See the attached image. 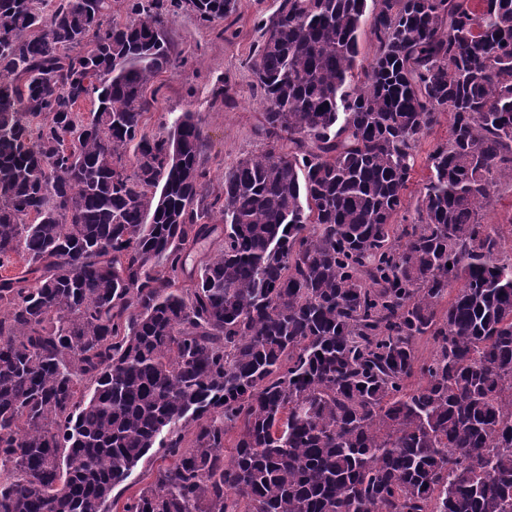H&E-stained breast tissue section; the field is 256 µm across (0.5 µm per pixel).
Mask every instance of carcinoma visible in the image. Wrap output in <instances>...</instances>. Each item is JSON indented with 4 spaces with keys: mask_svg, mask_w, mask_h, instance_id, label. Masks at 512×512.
Segmentation results:
<instances>
[{
    "mask_svg": "<svg viewBox=\"0 0 512 512\" xmlns=\"http://www.w3.org/2000/svg\"><path fill=\"white\" fill-rule=\"evenodd\" d=\"M277 3L215 192L146 91L236 0H0V512H512V0ZM157 448H152L149 454L139 462L138 466L134 469L129 479L113 491V496L120 497L117 509L122 504V501L129 495L136 492L141 486L150 482L159 465L164 464L159 456L155 455Z\"/></svg>",
    "mask_w": 512,
    "mask_h": 512,
    "instance_id": "1",
    "label": "carcinoma"
}]
</instances>
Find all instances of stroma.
<instances>
[{
  "label": "stroma",
  "mask_w": 512,
  "mask_h": 512,
  "mask_svg": "<svg viewBox=\"0 0 512 512\" xmlns=\"http://www.w3.org/2000/svg\"><path fill=\"white\" fill-rule=\"evenodd\" d=\"M276 6V0H237L228 19L209 25L187 11L167 18L165 31L175 65L147 89L154 105L146 131L165 134L181 113H197L207 142L205 166L212 188L221 187L225 171L238 159L266 149L255 133L260 107L247 62L260 39L259 21Z\"/></svg>",
  "instance_id": "stroma-1"
}]
</instances>
